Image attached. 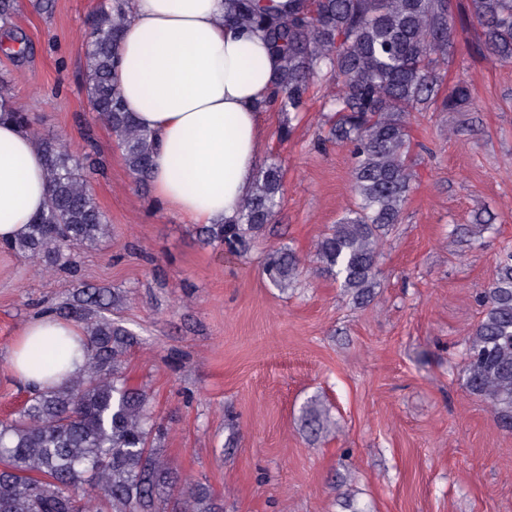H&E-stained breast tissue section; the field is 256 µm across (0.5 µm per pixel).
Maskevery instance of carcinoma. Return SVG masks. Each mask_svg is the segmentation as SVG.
Wrapping results in <instances>:
<instances>
[{
  "mask_svg": "<svg viewBox=\"0 0 512 512\" xmlns=\"http://www.w3.org/2000/svg\"><path fill=\"white\" fill-rule=\"evenodd\" d=\"M224 20L262 33L280 58L270 96L261 111L299 115L316 81L334 82L333 115L325 139L345 142L353 159L355 207L318 240L321 273L360 305L370 303L378 282L383 238L401 221L415 174L409 157L411 112L459 111L472 100L469 84L447 86L448 50L456 22L480 29V52L512 61V0H293V12L277 16L258 0H227ZM17 0H0V31L14 30ZM126 0H102L84 44L85 90L95 117L106 122L136 182L149 181L153 133L136 123L117 83ZM0 117L15 120L33 137L45 159L49 199L27 232L7 249L51 267L72 265L71 250L110 231L106 214L90 193L88 173L55 137L32 127L11 100L0 75ZM283 168L272 158L259 169L252 194L223 224H205L200 236L230 253L248 256L281 205ZM304 264L286 244L267 250L262 273L273 288L295 287ZM104 288L82 287L56 308L85 325L89 359L70 382L30 394L12 419L0 421V512H90L84 490L96 491L97 512H166L164 489L177 483L153 446L163 429L147 394L127 386L122 362L133 337L96 309L111 301ZM484 315L462 343L465 385L488 401L501 427L512 430V252L500 260L493 281L479 296ZM305 426L324 429L311 405ZM184 512H224L200 484L183 487Z\"/></svg>",
  "mask_w": 512,
  "mask_h": 512,
  "instance_id": "carcinoma-1",
  "label": "carcinoma"
}]
</instances>
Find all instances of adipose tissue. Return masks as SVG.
<instances>
[{
  "instance_id": "ef3b65f1",
  "label": "adipose tissue",
  "mask_w": 512,
  "mask_h": 512,
  "mask_svg": "<svg viewBox=\"0 0 512 512\" xmlns=\"http://www.w3.org/2000/svg\"><path fill=\"white\" fill-rule=\"evenodd\" d=\"M224 0H133L118 85L128 111L157 137L155 200L189 224L233 218L260 163L263 118L279 66L261 37L225 23ZM48 203L45 161L30 135L0 120V245L23 235ZM82 327L52 312L29 319L8 351L29 390L61 386L86 359Z\"/></svg>"
}]
</instances>
